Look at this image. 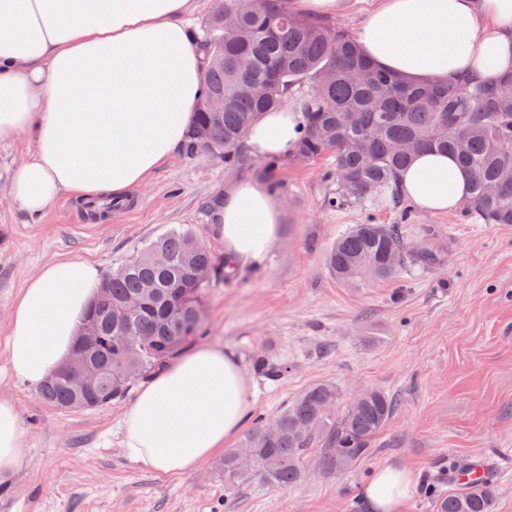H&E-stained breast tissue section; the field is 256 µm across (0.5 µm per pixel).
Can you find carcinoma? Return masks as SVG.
Here are the masks:
<instances>
[{
  "label": "carcinoma",
  "instance_id": "1",
  "mask_svg": "<svg viewBox=\"0 0 512 512\" xmlns=\"http://www.w3.org/2000/svg\"><path fill=\"white\" fill-rule=\"evenodd\" d=\"M200 46L207 61L205 95L187 136L185 154L198 153L194 134L210 132V153L226 165L244 161V137L266 112L297 95L304 133L297 153L308 160L332 158L325 178L335 184L325 200L337 210L384 195L393 224L370 217L336 239L326 256L329 273L344 283L365 277L384 281L406 264L433 265L434 246L411 249L402 225L415 209L402 192L399 173L422 151L454 157L471 176L463 217L481 224H512V74L500 85L415 82L376 67L357 39L330 24L295 14L288 0H212ZM224 96V112L205 108ZM235 269L217 259L197 235L175 228L139 250L105 276L97 300L83 318L97 339L88 364L101 376L98 391L84 393L50 374L39 398L63 411L97 410L124 397L129 386L149 378L181 349L201 339L204 293L213 279H231ZM336 385L306 389L271 423L246 434L244 448L224 454V484L245 472L237 456L258 459L260 477L288 489L307 476L305 458L320 449L322 468H352L372 447L395 410L389 395L371 391L334 415ZM491 482L462 483L439 495L436 512H493Z\"/></svg>",
  "mask_w": 512,
  "mask_h": 512
}]
</instances>
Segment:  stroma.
Returning a JSON list of instances; mask_svg holds the SVG:
<instances>
[{"label": "stroma", "mask_w": 512, "mask_h": 512, "mask_svg": "<svg viewBox=\"0 0 512 512\" xmlns=\"http://www.w3.org/2000/svg\"><path fill=\"white\" fill-rule=\"evenodd\" d=\"M29 149L23 138L0 143V396L15 402L27 438L22 465L0 481V512H371L363 489L386 464L416 475L404 512H435L453 472L495 456L503 469L493 512H512V224L416 211L406 244H433L438 264L342 283L325 266L336 238L364 216L390 224L394 215L381 195L327 210L329 159L284 163L275 193L279 236L260 266L240 267L236 279L208 289L199 344L235 353L249 377L250 412L267 422L320 382L334 383L343 405L378 390L398 406L368 455L344 474L325 473L314 452L309 476L292 488L254 474L228 487L220 450L182 476L142 470L123 451L128 400L92 411L46 406L35 386L9 373L5 339L14 298L47 263L84 260L105 275L145 243L187 226L223 256L205 205L240 180L266 179L262 159L228 167L208 153L176 152L100 222L67 193L34 217L13 208L12 173ZM261 356L285 372L258 374L253 362Z\"/></svg>", "instance_id": "35a3bbf8"}]
</instances>
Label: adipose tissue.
<instances>
[{
	"label": "adipose tissue",
	"instance_id": "1",
	"mask_svg": "<svg viewBox=\"0 0 512 512\" xmlns=\"http://www.w3.org/2000/svg\"><path fill=\"white\" fill-rule=\"evenodd\" d=\"M192 0H0V142L29 138L11 199L28 217L60 194L81 202L124 198L183 144L203 96V53L188 30ZM380 68L415 81L512 71V0H378L359 32ZM301 113L264 114L245 135L253 156L288 158ZM421 209L444 213L469 195L470 176L448 155L419 153L400 176ZM224 254L260 265L279 234L278 201L256 179L227 190L217 210ZM100 275L82 260L52 262L12 305L10 373L38 384L67 360ZM249 379L233 353L199 348L140 391L120 431L145 471L177 476L243 428ZM25 433L15 402L0 397V479L17 470ZM414 474L388 464L364 489L373 512H403Z\"/></svg>",
	"mask_w": 512,
	"mask_h": 512
}]
</instances>
